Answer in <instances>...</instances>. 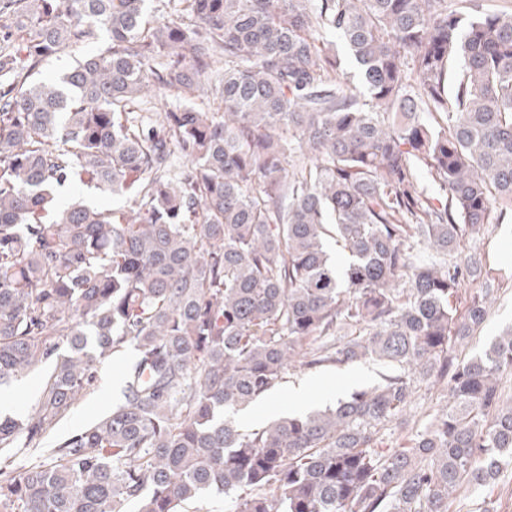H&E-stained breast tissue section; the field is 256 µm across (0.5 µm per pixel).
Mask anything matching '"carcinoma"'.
Returning <instances> with one entry per match:
<instances>
[{"label":"carcinoma","mask_w":512,"mask_h":512,"mask_svg":"<svg viewBox=\"0 0 512 512\" xmlns=\"http://www.w3.org/2000/svg\"><path fill=\"white\" fill-rule=\"evenodd\" d=\"M149 2L0 0V387L49 366L34 408L0 415V512H187L207 492L233 512H448L492 484L512 462V326L455 354L504 286L457 247L512 212V13ZM206 88L220 111L196 106ZM148 92L178 109L140 113ZM175 157L191 168L171 175ZM70 179L133 206L61 207ZM129 350L112 409L57 437ZM296 362L386 373L240 430L228 412ZM417 379L448 406L391 448ZM107 45L106 38L85 46H73L65 49L60 54L45 60L39 67V78H58L69 68L77 57L91 52L103 50Z\"/></svg>","instance_id":"obj_1"}]
</instances>
